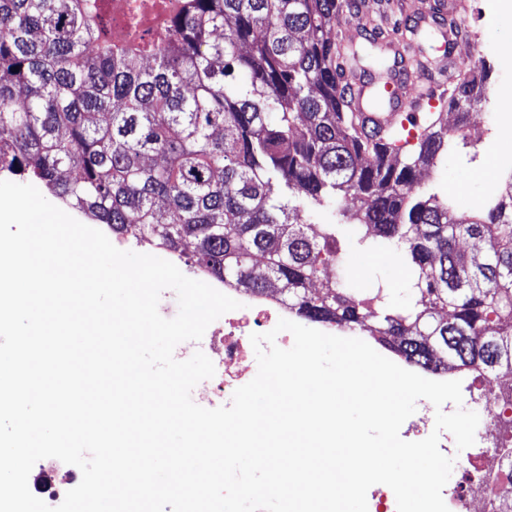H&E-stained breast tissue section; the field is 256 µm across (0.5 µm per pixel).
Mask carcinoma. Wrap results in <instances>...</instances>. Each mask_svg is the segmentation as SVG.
I'll return each mask as SVG.
<instances>
[{
  "instance_id": "1",
  "label": "carcinoma",
  "mask_w": 512,
  "mask_h": 512,
  "mask_svg": "<svg viewBox=\"0 0 512 512\" xmlns=\"http://www.w3.org/2000/svg\"><path fill=\"white\" fill-rule=\"evenodd\" d=\"M362 0H182L162 38L112 41V0H0V177L41 182L78 214L181 253L231 288L278 297L300 318L372 337L422 372H512V174L484 214H456L418 174L481 102L465 66L441 105L382 135L359 128L346 73L381 80L414 55L418 23L341 44ZM143 0L123 22L142 24ZM19 70H14V67ZM328 211L317 237L303 225ZM487 245L483 258L457 243ZM404 267L405 287L351 288L340 243ZM323 277L324 289L309 284ZM448 310L444 318L440 311Z\"/></svg>"
}]
</instances>
